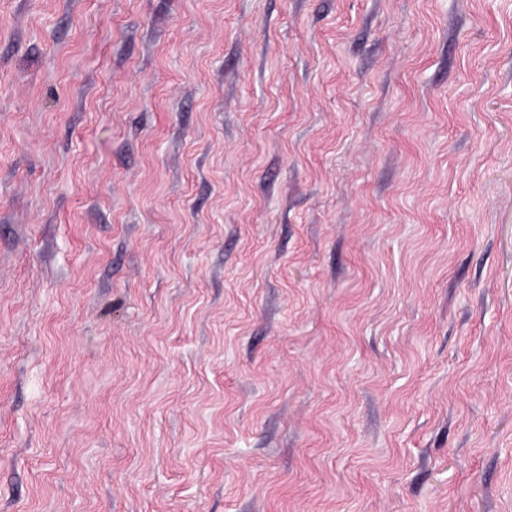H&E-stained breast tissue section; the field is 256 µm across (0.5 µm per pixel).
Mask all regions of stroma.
Returning <instances> with one entry per match:
<instances>
[{
    "label": "stroma",
    "instance_id": "stroma-1",
    "mask_svg": "<svg viewBox=\"0 0 512 512\" xmlns=\"http://www.w3.org/2000/svg\"><path fill=\"white\" fill-rule=\"evenodd\" d=\"M0 512H512V0H0Z\"/></svg>",
    "mask_w": 512,
    "mask_h": 512
}]
</instances>
